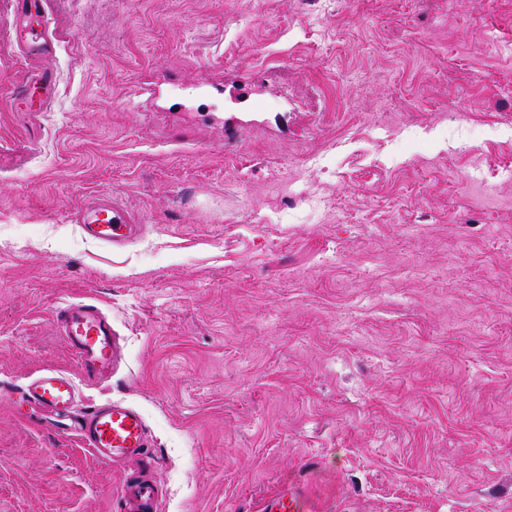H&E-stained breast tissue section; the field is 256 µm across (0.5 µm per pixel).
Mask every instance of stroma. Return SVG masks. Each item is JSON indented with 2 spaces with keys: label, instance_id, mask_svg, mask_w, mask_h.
<instances>
[{
  "label": "stroma",
  "instance_id": "obj_1",
  "mask_svg": "<svg viewBox=\"0 0 512 512\" xmlns=\"http://www.w3.org/2000/svg\"><path fill=\"white\" fill-rule=\"evenodd\" d=\"M43 8L42 107L0 0V382L79 376L52 310L91 297L122 360L80 403L143 412L161 512H512V0ZM134 470L0 403V512ZM82 234L99 245L120 248L133 240L142 223L109 193L96 194L75 216ZM261 512H315L316 504L309 490L300 482L281 484L261 503Z\"/></svg>",
  "mask_w": 512,
  "mask_h": 512
}]
</instances>
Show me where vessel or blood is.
I'll use <instances>...</instances> for the list:
<instances>
[{
	"instance_id": "obj_1",
	"label": "vessel or blood",
	"mask_w": 512,
	"mask_h": 512,
	"mask_svg": "<svg viewBox=\"0 0 512 512\" xmlns=\"http://www.w3.org/2000/svg\"><path fill=\"white\" fill-rule=\"evenodd\" d=\"M17 42L31 56L51 54L53 45L42 22V0H15ZM83 235L99 245L119 248L133 240L138 220L111 194H96L76 215ZM63 341L85 377L105 380L115 370L120 346L107 314L92 301H65L53 311ZM79 387L67 373L47 370L22 386L0 384V403L28 405L42 420L77 437L102 461L149 458L146 420L139 409L108 400L78 408ZM161 492L150 477L125 479L116 512H159ZM261 512H316L308 489L300 482L281 484L261 503Z\"/></svg>"
}]
</instances>
